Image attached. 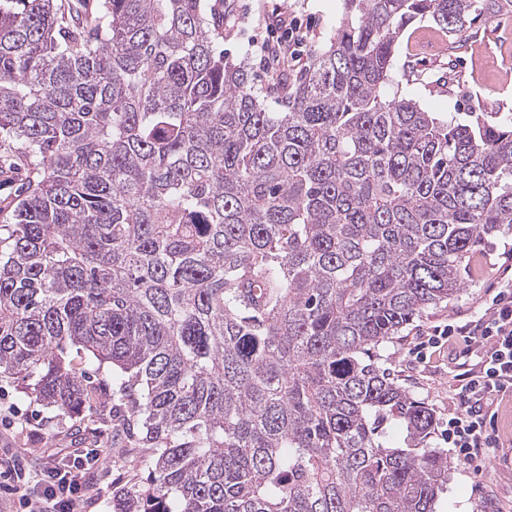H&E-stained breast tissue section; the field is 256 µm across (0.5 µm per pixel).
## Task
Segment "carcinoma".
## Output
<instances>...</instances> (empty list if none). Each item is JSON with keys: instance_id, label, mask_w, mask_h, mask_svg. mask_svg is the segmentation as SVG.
Masks as SVG:
<instances>
[{"instance_id": "1", "label": "carcinoma", "mask_w": 512, "mask_h": 512, "mask_svg": "<svg viewBox=\"0 0 512 512\" xmlns=\"http://www.w3.org/2000/svg\"><path fill=\"white\" fill-rule=\"evenodd\" d=\"M476 0H343L260 99L205 0H3L0 375L77 413L67 347L124 377L148 451L119 512H434V412L373 353L512 231V126L387 95L394 46ZM403 437L388 438L385 426Z\"/></svg>"}]
</instances>
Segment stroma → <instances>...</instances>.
<instances>
[{
  "instance_id": "obj_1",
  "label": "stroma",
  "mask_w": 512,
  "mask_h": 512,
  "mask_svg": "<svg viewBox=\"0 0 512 512\" xmlns=\"http://www.w3.org/2000/svg\"><path fill=\"white\" fill-rule=\"evenodd\" d=\"M224 53L250 58L252 41H270L288 23H299L306 42L287 70L307 68L315 47L332 38L341 21V0H221ZM392 92L414 99L440 120H467L484 112L489 119L512 122V0H477L461 40L434 23L409 24L395 45ZM479 272L463 270L464 288L449 304L426 311L380 347V363L417 400L433 409L436 425L430 447L447 445L448 413L454 407L455 347L444 343L417 359L416 346L435 327L462 325L478 319L491 289L512 278V232L476 246ZM78 372L96 387L98 399L80 413L68 415L33 400L26 381L0 378V458L23 456L31 471L47 460L71 462L77 455L98 454L99 463L87 477L96 495L86 512H114L115 488L145 480L148 471L140 449L117 442L112 430V390L119 379L111 364L88 356ZM436 512H512V460L483 459L480 473L453 465L448 487Z\"/></svg>"
}]
</instances>
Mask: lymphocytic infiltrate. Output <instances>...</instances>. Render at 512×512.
Masks as SVG:
<instances>
[{"mask_svg": "<svg viewBox=\"0 0 512 512\" xmlns=\"http://www.w3.org/2000/svg\"><path fill=\"white\" fill-rule=\"evenodd\" d=\"M463 342L479 351L477 364L461 362L455 395L457 408L448 419V443L458 463L472 464L497 448L494 410L512 393V280L500 282L485 314L462 325H447L423 341L431 348L441 341ZM42 497L22 499V512H83L94 490L84 473L49 462L38 475Z\"/></svg>", "mask_w": 512, "mask_h": 512, "instance_id": "obj_1", "label": "lymphocytic infiltrate"}]
</instances>
